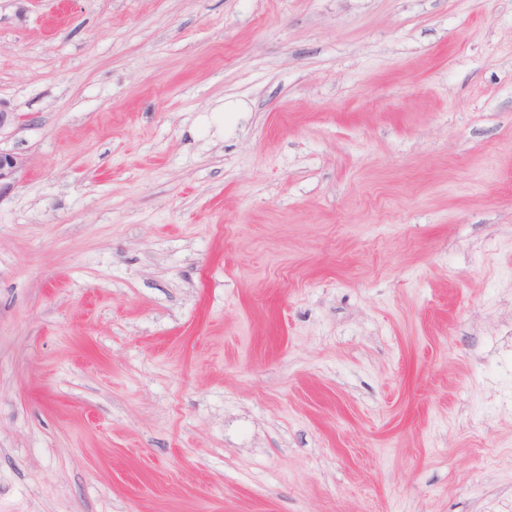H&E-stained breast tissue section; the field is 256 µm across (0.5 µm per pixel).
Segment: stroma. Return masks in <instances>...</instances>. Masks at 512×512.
Returning a JSON list of instances; mask_svg holds the SVG:
<instances>
[{
	"mask_svg": "<svg viewBox=\"0 0 512 512\" xmlns=\"http://www.w3.org/2000/svg\"><path fill=\"white\" fill-rule=\"evenodd\" d=\"M0 512H512V0H0ZM24 165L25 161L21 156L0 148V195L14 186L16 175Z\"/></svg>",
	"mask_w": 512,
	"mask_h": 512,
	"instance_id": "35a3bbf8",
	"label": "stroma"
}]
</instances>
